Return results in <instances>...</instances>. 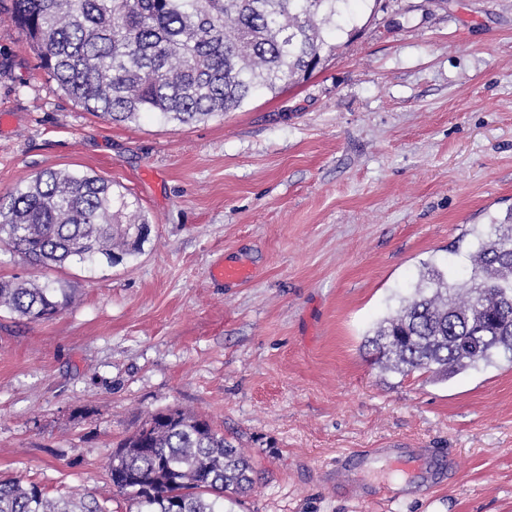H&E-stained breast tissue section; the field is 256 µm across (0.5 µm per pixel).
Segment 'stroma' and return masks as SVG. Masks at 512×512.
<instances>
[{"label":"stroma","instance_id":"obj_1","mask_svg":"<svg viewBox=\"0 0 512 512\" xmlns=\"http://www.w3.org/2000/svg\"><path fill=\"white\" fill-rule=\"evenodd\" d=\"M0 0V197L45 169L136 203L117 265L42 273L0 243V282L49 276L52 319L0 311V478L108 496L117 443L150 414L208 419L250 457L230 512H512V363L448 379L381 369L367 332L425 264L464 276L512 210V0H368L308 79L179 125L86 112ZM252 276L228 284L216 266ZM438 449L441 489L340 484L364 448Z\"/></svg>","mask_w":512,"mask_h":512}]
</instances>
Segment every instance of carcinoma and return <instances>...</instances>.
<instances>
[{"label": "carcinoma", "mask_w": 512, "mask_h": 512, "mask_svg": "<svg viewBox=\"0 0 512 512\" xmlns=\"http://www.w3.org/2000/svg\"><path fill=\"white\" fill-rule=\"evenodd\" d=\"M352 0H13L11 19L41 67L92 115L122 122L143 113L189 124L277 92L335 50L324 32L355 23ZM112 183L45 170L0 198V242L30 263L114 265L134 255L148 225ZM470 274L432 266L411 297L368 340L377 364L449 377L504 355L512 363V213L477 236ZM71 298L52 281L0 283V309L49 320ZM113 489L137 512H224L250 491L253 469L205 419L155 412L116 446ZM107 499L48 495L0 479V512H109Z\"/></svg>", "instance_id": "cac0c4a2"}]
</instances>
